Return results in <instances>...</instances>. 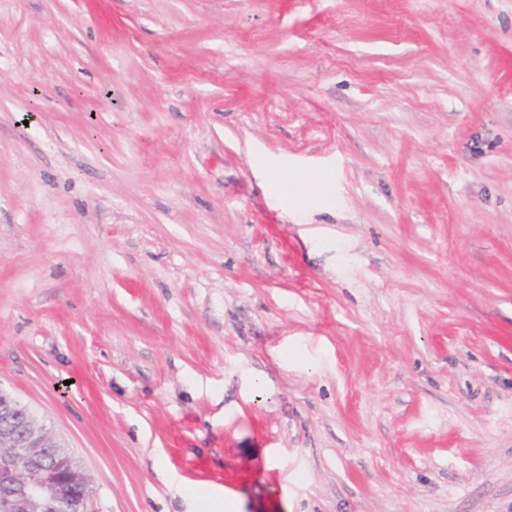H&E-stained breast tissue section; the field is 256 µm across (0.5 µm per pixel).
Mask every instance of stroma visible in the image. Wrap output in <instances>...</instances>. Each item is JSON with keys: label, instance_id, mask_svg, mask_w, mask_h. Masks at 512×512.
<instances>
[{"label": "stroma", "instance_id": "stroma-1", "mask_svg": "<svg viewBox=\"0 0 512 512\" xmlns=\"http://www.w3.org/2000/svg\"><path fill=\"white\" fill-rule=\"evenodd\" d=\"M0 389L87 512H512V0H0ZM26 428V448L25 453L32 465H47L46 456L49 448H56V444H49L54 436L48 431L45 424L40 422L33 414L29 415L25 421Z\"/></svg>", "mask_w": 512, "mask_h": 512}]
</instances>
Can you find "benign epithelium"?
Listing matches in <instances>:
<instances>
[{
  "mask_svg": "<svg viewBox=\"0 0 512 512\" xmlns=\"http://www.w3.org/2000/svg\"><path fill=\"white\" fill-rule=\"evenodd\" d=\"M25 453L33 465H47L46 456L54 439L34 415L25 421ZM78 465L68 456L55 463L48 479L36 483L29 468L14 456L0 457V509L3 512H86L89 490L75 478Z\"/></svg>",
  "mask_w": 512,
  "mask_h": 512,
  "instance_id": "1",
  "label": "benign epithelium"
}]
</instances>
